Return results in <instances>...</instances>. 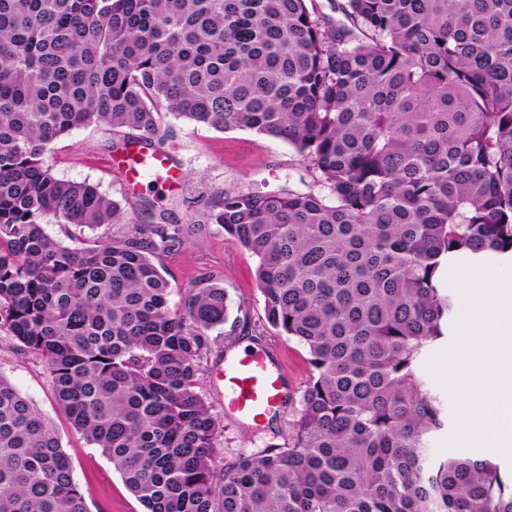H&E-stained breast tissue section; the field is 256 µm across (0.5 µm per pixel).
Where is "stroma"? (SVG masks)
<instances>
[{"instance_id":"stroma-1","label":"stroma","mask_w":512,"mask_h":512,"mask_svg":"<svg viewBox=\"0 0 512 512\" xmlns=\"http://www.w3.org/2000/svg\"><path fill=\"white\" fill-rule=\"evenodd\" d=\"M167 145L176 149L173 161L182 171L176 187L151 181L128 190L122 175L109 167L112 134L91 125L59 138L45 162L61 180L99 185L115 200L135 203L138 197L152 200L157 209H170L180 223L202 222L222 191L283 188L304 190V164L294 150L279 140L249 130L220 132L169 115ZM172 300H179L190 281L200 273L222 274L229 299L227 322L210 333L214 341L202 379V392L215 414L224 418L218 448L225 461L238 453L256 452L288 438L291 413L272 422L236 419L225 415L222 385L217 373L224 366L223 351H234L243 340L274 352L286 369L293 390H300L307 375L304 350L275 336L264 319V301L252 273L256 262L248 252L215 224L204 225L182 252L165 258ZM0 375L6 377L53 424L62 449L69 455L75 481L85 493L88 512H143L140 502L127 490L121 475L100 449L86 443L56 403L50 379L39 358L17 351L6 332L0 331Z\"/></svg>"}]
</instances>
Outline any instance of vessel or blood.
<instances>
[{
    "instance_id": "1",
    "label": "vessel or blood",
    "mask_w": 512,
    "mask_h": 512,
    "mask_svg": "<svg viewBox=\"0 0 512 512\" xmlns=\"http://www.w3.org/2000/svg\"><path fill=\"white\" fill-rule=\"evenodd\" d=\"M114 165L122 171L127 185L133 187L149 174L173 186L181 180V172L174 165L171 153L163 150H137L129 157L116 159ZM221 382L225 412L243 419L276 416L289 394L286 371L265 350L225 358Z\"/></svg>"
}]
</instances>
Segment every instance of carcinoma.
Listing matches in <instances>:
<instances>
[{"instance_id": "1", "label": "carcinoma", "mask_w": 512, "mask_h": 512, "mask_svg": "<svg viewBox=\"0 0 512 512\" xmlns=\"http://www.w3.org/2000/svg\"><path fill=\"white\" fill-rule=\"evenodd\" d=\"M0 0V331L145 512H512V475L430 453L418 370L457 301L440 257L512 252V0ZM287 143L314 186L223 192L266 323L308 376L288 442L223 462L200 391L218 275L179 302L154 262L201 229L44 161L101 125L159 149L163 114ZM120 238L53 239L45 219ZM0 512H88L51 423L0 375Z\"/></svg>"}]
</instances>
